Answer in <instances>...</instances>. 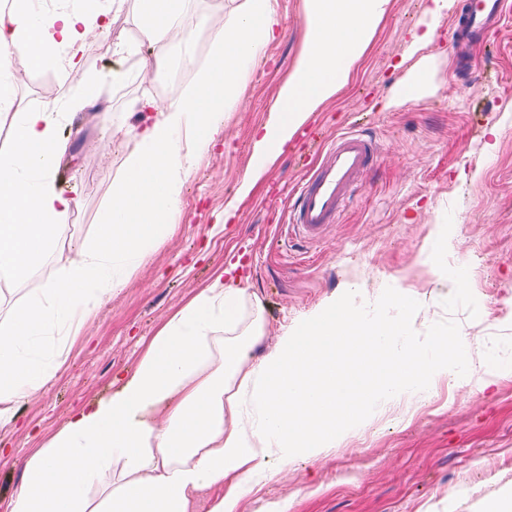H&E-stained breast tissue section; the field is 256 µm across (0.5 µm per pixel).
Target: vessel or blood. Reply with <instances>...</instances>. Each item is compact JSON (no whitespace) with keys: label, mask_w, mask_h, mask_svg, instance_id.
Instances as JSON below:
<instances>
[{"label":"vessel or blood","mask_w":512,"mask_h":512,"mask_svg":"<svg viewBox=\"0 0 512 512\" xmlns=\"http://www.w3.org/2000/svg\"><path fill=\"white\" fill-rule=\"evenodd\" d=\"M510 17L512 0H463L459 16L449 26L455 45L452 65L456 77H473L471 46L498 31ZM378 151L375 136L363 130L349 129L325 142L317 162L294 193L289 223L296 237L315 242L327 226L340 222Z\"/></svg>","instance_id":"1"}]
</instances>
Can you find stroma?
<instances>
[{
  "instance_id": "stroma-1",
  "label": "stroma",
  "mask_w": 512,
  "mask_h": 512,
  "mask_svg": "<svg viewBox=\"0 0 512 512\" xmlns=\"http://www.w3.org/2000/svg\"><path fill=\"white\" fill-rule=\"evenodd\" d=\"M232 6L189 0L193 38L186 52L193 63L173 80L163 69L139 74L142 59L170 57L176 46L143 41L135 0H124L110 31L92 35L82 54L100 112L71 110L59 93L66 84L59 71L35 70L23 55L13 56L14 109L57 113L65 149L55 180L80 206L69 217L62 251L40 261L0 303V325L10 307L42 294L72 246L95 237L144 123L133 100L147 95L162 107L192 82L195 65L211 57V19ZM424 6L392 0L350 83L308 121L327 137L368 128L380 144L354 204L309 244L288 235L284 221L287 191L316 162L319 144L294 137L259 189L237 199L254 132L270 119L303 47L304 0H275L280 35L242 70L224 133L185 181L170 231L126 270L121 290L79 335L55 322L26 347L32 359L53 358L60 368L49 389L18 405L15 426L0 430V512L23 483L25 461L73 411L110 393L171 314L228 263L237 266V286L263 306L267 349L283 327L351 285L368 296L371 319H399L394 301L406 298L417 311L406 325L415 342L436 330L470 343L454 376L408 400L377 401L366 422L320 457H271L270 477L243 485L239 512H489L512 496V24L476 50L477 76L461 83L450 73L449 18L438 24V41L415 54L409 49ZM119 43L128 47L121 55ZM408 55L426 63L430 84L411 101L382 109L407 74L399 62ZM493 129L497 147L489 153ZM231 204L237 210L228 221ZM443 238L444 256L436 251Z\"/></svg>"
}]
</instances>
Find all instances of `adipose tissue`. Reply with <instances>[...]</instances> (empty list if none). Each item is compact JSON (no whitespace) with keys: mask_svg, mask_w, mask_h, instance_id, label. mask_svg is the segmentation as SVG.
<instances>
[{"mask_svg":"<svg viewBox=\"0 0 512 512\" xmlns=\"http://www.w3.org/2000/svg\"><path fill=\"white\" fill-rule=\"evenodd\" d=\"M143 40L190 42L186 0H136ZM274 0H238L212 29L213 54L159 118L137 131L136 148L112 184L95 238L70 252L58 279L0 326V430L15 406L47 389L58 367L19 354L52 320L78 332L121 284V263L142 259L170 229L184 178L224 130V108L242 68L276 39ZM391 0H305L301 55L282 82L270 120L255 131L253 161L241 181L248 197L298 130L349 82ZM114 0L94 12L58 9L33 23L30 0L0 8V113L13 144L0 155V288L22 279L64 236L76 198L54 184L61 143L54 113L13 109L9 58L24 52L36 69L53 67L75 83L78 108L96 99L81 75L85 35L110 29ZM366 300L349 289L301 323L264 340L261 303L216 274L173 313L117 388L76 411L25 465L9 512H238L227 480L252 481L269 457H319L344 441L376 400L398 401L447 377L467 348L463 338L430 333L403 339L394 321L367 322Z\"/></svg>","mask_w":512,"mask_h":512,"instance_id":"adipose-tissue-1","label":"adipose tissue"}]
</instances>
